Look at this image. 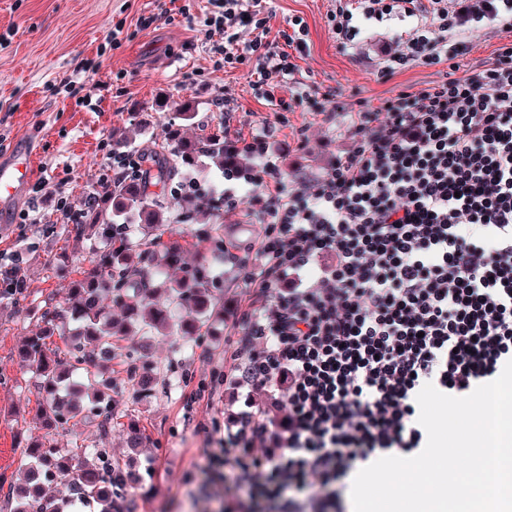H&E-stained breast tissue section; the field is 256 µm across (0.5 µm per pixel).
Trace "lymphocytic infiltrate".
Segmentation results:
<instances>
[{
    "label": "lymphocytic infiltrate",
    "instance_id": "obj_1",
    "mask_svg": "<svg viewBox=\"0 0 512 512\" xmlns=\"http://www.w3.org/2000/svg\"><path fill=\"white\" fill-rule=\"evenodd\" d=\"M390 54L382 76L439 63L448 39L486 21L512 24V0H469ZM414 0H357L330 17L339 40L359 24L414 16ZM202 23L220 35L225 66L252 59L256 88L278 111L268 73H292L307 28L289 20L283 48L267 41L260 0H207ZM255 30L241 41L239 28ZM350 151L304 189L289 190L266 137L243 141L256 166L224 169V205L258 207L267 230L239 321L263 342L234 385L269 396L224 426L211 483L249 480L224 512H339L355 463L408 453L423 433L416 395L433 384L463 397L512 360V44L470 75L400 92L351 130ZM266 187L265 198L241 185ZM286 408L278 420L271 409Z\"/></svg>",
    "mask_w": 512,
    "mask_h": 512
}]
</instances>
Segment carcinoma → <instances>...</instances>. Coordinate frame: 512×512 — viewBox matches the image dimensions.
Masks as SVG:
<instances>
[{
    "instance_id": "1",
    "label": "carcinoma",
    "mask_w": 512,
    "mask_h": 512,
    "mask_svg": "<svg viewBox=\"0 0 512 512\" xmlns=\"http://www.w3.org/2000/svg\"><path fill=\"white\" fill-rule=\"evenodd\" d=\"M146 167L122 181L102 182L94 191V203L75 215L71 223L57 229L47 224L43 232L64 233L68 237H101L105 245L92 253L89 268L81 279L72 282L68 302L46 308L30 300L23 274L0 278V294L24 309L29 318L42 324L28 337L20 352L21 362L34 375V388L43 395L42 417L47 426H66L82 413L77 396L91 392L100 425L112 431V375L102 367L116 357V338L134 330L146 335L163 331L176 336H199L212 317L223 311L215 294L211 269L206 264L184 260L180 240L195 233L188 224L179 239L163 240L173 229L163 219L160 194L173 180L176 171L192 172L205 157L218 168L241 164L240 153L224 147V127L188 139L182 129L170 124L162 141L139 149ZM140 219L139 230L149 247L132 257V237L128 214ZM213 251L224 253V225L210 224L205 229ZM175 268L180 277L171 280L166 270ZM167 294L169 305L157 301ZM118 305L122 317H112ZM65 325L71 336L67 350L50 347V339ZM23 484L15 485L17 498L13 512H70L75 503H96L102 512H135L131 499H114L113 487L125 482V473L112 462L104 448H56L43 443L22 450L20 464ZM50 478L65 482L68 495L51 499L40 495L41 485Z\"/></svg>"
}]
</instances>
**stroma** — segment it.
I'll use <instances>...</instances> for the list:
<instances>
[{"label": "stroma", "mask_w": 512, "mask_h": 512, "mask_svg": "<svg viewBox=\"0 0 512 512\" xmlns=\"http://www.w3.org/2000/svg\"><path fill=\"white\" fill-rule=\"evenodd\" d=\"M205 6L206 0H0V34L14 33L9 45L0 47V156L27 151L34 179L49 180L80 209L108 163L113 130H125L132 148H139L161 138L167 123L178 117L175 103L185 102L195 112L184 124L185 136L225 121L232 133L247 139L269 135L282 171L298 188L348 151L349 131L360 113L377 110L399 92L483 68L499 47L512 43V26L493 23L463 34L467 49L455 62L420 64L384 77L385 50L396 49L418 23L432 22L429 0H419L412 18L362 22L347 44L337 41L329 24L336 0H267L271 31L286 28L296 16L308 28L296 70L279 81L278 94L291 105L279 112L254 89V62L217 67L218 56L199 22ZM149 14L156 17L154 25L140 29L138 17ZM117 27L123 30L121 43L106 44ZM102 43L107 51L100 59L95 52ZM90 66L98 91L89 109L78 105L63 83L73 71ZM307 95L321 102L323 111H310L303 101ZM29 203L26 196L0 201V258L21 257L32 300L61 304L103 242L43 234L42 224L57 219L50 201L44 202L39 223H16L15 215ZM195 222L224 227V256L213 266L224 317L200 336H153L147 359L137 349V337L119 339L111 393L118 422L111 432H102L92 415L77 420L73 432L47 430L40 417L43 398L17 356L18 346L39 325L9 300H0V473L16 474L28 443L68 448L77 441L107 449L131 473L124 493L135 500L136 512H224L220 497L191 499L184 477L204 483L208 449L217 447L225 423L242 408L224 374L233 367L232 354L244 334L234 320L251 304L246 263L254 259L266 227L244 205L211 211ZM238 224L253 225V233H235ZM62 252L70 261L57 274L48 261ZM145 369L158 384L143 400L131 377ZM132 424L143 436L135 452L126 446Z\"/></svg>", "instance_id": "35a3bbf8"}]
</instances>
